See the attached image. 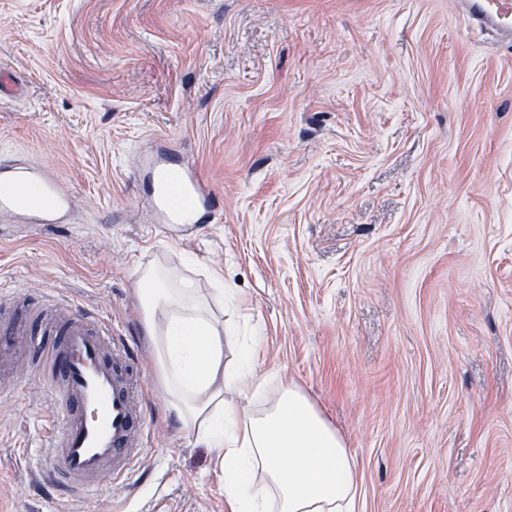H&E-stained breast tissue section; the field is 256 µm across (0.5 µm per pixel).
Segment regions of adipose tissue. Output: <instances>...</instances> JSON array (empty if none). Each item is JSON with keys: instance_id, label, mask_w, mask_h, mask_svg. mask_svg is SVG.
Returning <instances> with one entry per match:
<instances>
[{"instance_id": "obj_1", "label": "adipose tissue", "mask_w": 512, "mask_h": 512, "mask_svg": "<svg viewBox=\"0 0 512 512\" xmlns=\"http://www.w3.org/2000/svg\"><path fill=\"white\" fill-rule=\"evenodd\" d=\"M139 285L169 408L216 450L231 512H357L355 463L309 399L291 387L262 413L240 412L224 394L250 383L254 342L243 341L235 366H225L223 333L191 281L172 288L150 268Z\"/></svg>"}]
</instances>
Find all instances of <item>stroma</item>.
<instances>
[{
    "label": "stroma",
    "mask_w": 512,
    "mask_h": 512,
    "mask_svg": "<svg viewBox=\"0 0 512 512\" xmlns=\"http://www.w3.org/2000/svg\"><path fill=\"white\" fill-rule=\"evenodd\" d=\"M0 158L73 220L0 217V294L71 299L130 336L146 446L97 496L44 477L55 406L0 372V512H229L214 449L168 408L139 272L237 301L262 410L302 391L345 438L360 512H512V42L453 0H0ZM224 199L153 223L133 148ZM194 265H185V257Z\"/></svg>",
    "instance_id": "35a3bbf8"
}]
</instances>
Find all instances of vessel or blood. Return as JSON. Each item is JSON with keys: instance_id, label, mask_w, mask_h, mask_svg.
<instances>
[{"instance_id": "1", "label": "vessel or blood", "mask_w": 512, "mask_h": 512, "mask_svg": "<svg viewBox=\"0 0 512 512\" xmlns=\"http://www.w3.org/2000/svg\"><path fill=\"white\" fill-rule=\"evenodd\" d=\"M481 25L512 37V0H456ZM157 224L173 228L208 224L219 206L212 185L196 165L167 146L143 155L134 168ZM73 210L69 189L35 163L0 161V214L28 212L38 224H57ZM30 325L0 311V370L14 367L22 351H51L49 369L34 376L56 403L48 436V477L70 488L97 491L125 475L144 448L146 420L138 397L143 373L123 337L77 304L16 297Z\"/></svg>"}]
</instances>
